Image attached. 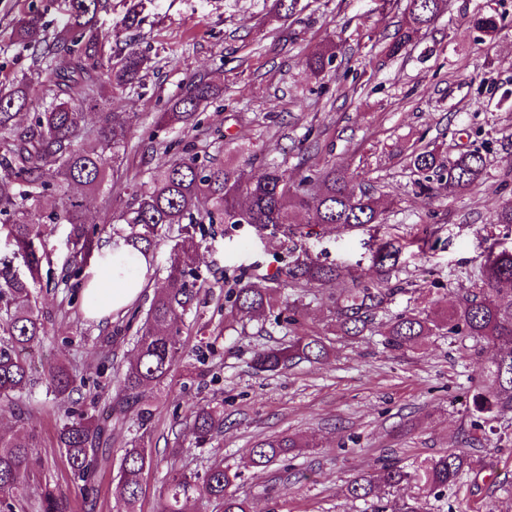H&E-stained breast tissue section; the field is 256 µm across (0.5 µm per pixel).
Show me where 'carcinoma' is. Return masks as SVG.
I'll use <instances>...</instances> for the list:
<instances>
[{"mask_svg": "<svg viewBox=\"0 0 512 512\" xmlns=\"http://www.w3.org/2000/svg\"><path fill=\"white\" fill-rule=\"evenodd\" d=\"M70 21L64 32L45 43L39 59L53 65L50 85L45 89L43 110L21 125L16 117L27 106V79L12 89H0V231L7 232L21 251L27 273L0 266V399L9 400L26 391L33 382L30 355L48 333L52 314L37 303L35 289L40 283L42 243L48 224L70 226L69 241L78 268H83L99 250L95 230L82 222L84 195L103 191L108 182L110 164L122 160L126 151V131L133 118L116 120V113L102 112L98 125L85 124L83 105L92 101L94 88L102 77L122 88L141 81L147 64L133 46L116 55H105L109 36L99 33L94 18L100 0H68ZM443 0H408L404 31L388 46L391 56L408 52L414 39L429 27L442 11ZM40 18L32 13L19 23L17 34L26 41L39 28ZM215 87L201 77L189 92L173 104L170 111L156 116L161 130L176 124L186 125L214 95ZM415 169L432 174L451 191L469 188L483 174L485 160L476 151L459 155L443 171L436 166L431 150L412 153ZM359 174L334 164L307 168L297 176L277 162L259 166H203L198 153L182 150L180 159L163 164L150 186L135 195L134 202L121 215L131 232L126 244L147 253L153 244L155 229L172 224H247L262 232L270 226L282 229V235L310 236L315 229L334 225L338 228H362L376 231L383 224L382 212L370 189L354 190L350 183ZM50 196L57 205L48 214L40 209L41 199ZM312 215V223L293 222V209ZM197 245L186 234L174 252L168 287L156 294L137 329V354L123 372L120 385L125 392L122 407L134 409L138 423L146 424L151 406L142 399L149 387L163 385L185 354L181 339L183 315L190 310L198 291L190 284L195 278L193 259ZM399 250L383 238L373 254L380 284L366 285L336 264L318 260L290 262L285 271L288 281L303 292L340 279L350 278L351 285L336 294L332 323L340 335H361L385 307L396 289L384 288L398 264ZM512 288V251L492 246L487 251L478 279L461 288L457 302L446 318L437 322L420 313L400 314L388 324L386 344L404 350L440 331L454 336L483 340L496 348L490 363L477 364L478 389L472 396L473 411L479 414L512 411V301L505 304L500 294ZM224 318L256 322L273 321L289 336L288 344L259 351L256 369L275 372L299 361L326 359L331 346L320 334L304 327L298 306L288 302L278 306L271 289L238 279L224 295ZM47 391L65 398L77 387V377L64 365L56 363L41 373ZM111 415L88 416L69 413L62 425L58 442L64 449L73 475L90 481L98 468L99 444ZM224 428V410L220 405L205 404L193 412L191 435L196 447L209 443ZM301 444L289 435L264 438L250 450V462L266 467L288 462ZM30 438L0 437V512H13L14 497L26 480ZM151 458L144 442L135 440L124 449L117 477L125 512H136L146 468ZM472 448H450L426 459L409 470L385 463L369 474L355 476L347 485L353 500L366 501L382 489L414 484L418 489L440 494L455 486L472 470ZM238 474L219 461L203 475L179 473L171 477L160 498L157 512H201L204 504L215 502L223 512H251L247 499L232 490ZM33 508L35 512H69V505L50 485L41 489ZM390 512H424L422 498L411 495L392 502Z\"/></svg>", "mask_w": 512, "mask_h": 512, "instance_id": "obj_1", "label": "carcinoma"}]
</instances>
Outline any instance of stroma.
Listing matches in <instances>:
<instances>
[{
  "label": "stroma",
  "mask_w": 512,
  "mask_h": 512,
  "mask_svg": "<svg viewBox=\"0 0 512 512\" xmlns=\"http://www.w3.org/2000/svg\"><path fill=\"white\" fill-rule=\"evenodd\" d=\"M274 0H102L100 32L112 34L113 49L133 43L150 58L139 84L112 90L101 83L97 112L132 114L128 149L112 179L111 194L89 196L85 224L96 226L100 243L122 229V212L149 184L165 156L159 141L189 143L211 160L243 163L236 144L249 145L254 163L276 161L289 172L315 156L361 174L380 199L386 238L400 250L388 282L392 301L363 336L345 340L331 329L337 284L302 295L306 325L327 336L329 359L299 362L262 372L255 353L283 342L271 324L246 321L224 327V293L233 277L274 286L275 300L297 295L285 276L288 262L313 258L349 269L373 282L371 239L363 230L325 226L311 238L283 240L272 231L223 224L195 227L200 305L184 318L188 352L171 382L149 389L153 415L138 426L132 413L117 410L120 378L133 359L134 313H145L166 288L179 227H162L150 252V285L132 311L101 320L88 318L79 283L86 272L60 283L71 263L68 226L47 229L42 261L46 286L39 294L54 320L35 364H64L85 384L62 400L35 386L12 400H0V434L34 439L29 476L16 512H33L42 484L68 499L74 512H124L117 470L124 448L143 437L151 454L138 512H155L173 474L204 471L211 463L240 469L237 491L253 512H377L380 501L415 494L411 485L381 498L354 501L350 479L382 463L412 467L449 448L474 440L480 458L460 486L426 496V512H512V412L493 415L474 428L469 411L477 376L471 364L490 361L492 345L445 333L426 337L402 351L385 348L382 334L400 313L441 316L461 286L476 276L491 243H512V226L494 214L512 198V0H447L406 55L388 45L403 30L407 0H299L295 21L273 16ZM495 15L491 34L478 28L477 13ZM41 18L39 37L52 40L68 21V0H0V85L35 71L32 49L14 30L29 14ZM135 26H128L129 16ZM335 46L336 57L316 77L305 69L308 56ZM212 81L218 95L188 125L166 132L154 127L157 113L171 108L192 81ZM437 150L448 168L459 153L486 159L483 176L460 195L435 185L420 194L422 176L410 162L414 149ZM224 408V428L208 448H194L189 430L197 405ZM111 413L108 460L99 468L95 505L84 503L57 433L68 411ZM297 435L303 447L291 469L249 462L254 443L270 435Z\"/></svg>",
  "instance_id": "35a3bbf8"
}]
</instances>
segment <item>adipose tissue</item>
I'll return each instance as SVG.
<instances>
[{"label":"adipose tissue","mask_w":512,"mask_h":512,"mask_svg":"<svg viewBox=\"0 0 512 512\" xmlns=\"http://www.w3.org/2000/svg\"><path fill=\"white\" fill-rule=\"evenodd\" d=\"M119 256L132 260L129 270L122 275L113 268V260ZM148 267L146 256L126 244L102 247L84 286L88 297L87 314L95 319H104L124 309L145 288Z\"/></svg>","instance_id":"1"}]
</instances>
